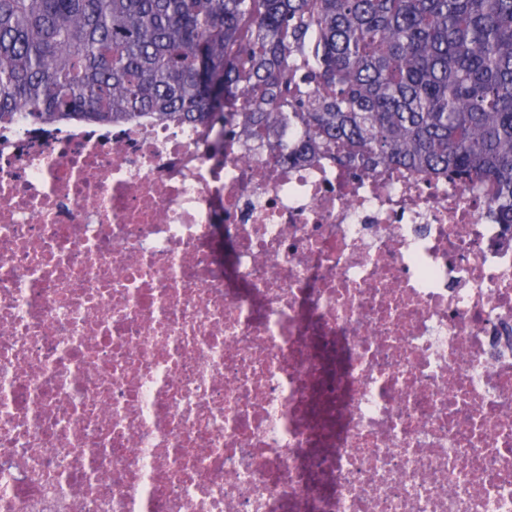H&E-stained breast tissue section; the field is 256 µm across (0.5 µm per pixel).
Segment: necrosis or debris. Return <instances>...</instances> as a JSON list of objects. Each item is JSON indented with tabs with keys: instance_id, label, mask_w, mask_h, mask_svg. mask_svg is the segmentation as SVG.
<instances>
[{
	"instance_id": "necrosis-or-debris-1",
	"label": "necrosis or debris",
	"mask_w": 512,
	"mask_h": 512,
	"mask_svg": "<svg viewBox=\"0 0 512 512\" xmlns=\"http://www.w3.org/2000/svg\"><path fill=\"white\" fill-rule=\"evenodd\" d=\"M215 137L0 128V512H512L490 187Z\"/></svg>"
}]
</instances>
